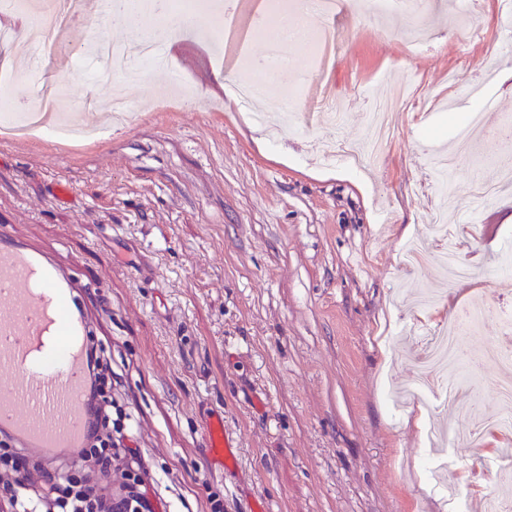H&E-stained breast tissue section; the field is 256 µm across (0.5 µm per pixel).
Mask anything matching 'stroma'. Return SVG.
Masks as SVG:
<instances>
[{"label": "stroma", "mask_w": 512, "mask_h": 512, "mask_svg": "<svg viewBox=\"0 0 512 512\" xmlns=\"http://www.w3.org/2000/svg\"><path fill=\"white\" fill-rule=\"evenodd\" d=\"M97 0L69 28L72 55L34 49L9 93L31 106L56 86L96 126L93 93L120 96L133 117L95 139L0 133V245L19 243L52 265L73 313L109 359L112 398L128 415L155 512H484L502 465L493 447L428 448L419 403L394 408L437 324L461 305L512 308V187L472 204L470 170L430 164L455 142L453 120L475 112L488 131L512 116V0H422L432 39L411 45L404 19L368 17L358 0L311 19L290 49L297 71L275 84L298 128L275 133L234 98L253 77L273 0H236L233 17L166 37L164 66L98 86L74 52L102 35ZM394 137L364 168L325 143H361L374 101ZM183 92L191 110L161 106ZM475 224L462 239L468 280L448 282L436 260L402 262L412 237ZM496 363L461 386L457 403L497 400ZM456 403V405H457ZM434 410L449 428L472 420ZM223 414L239 464L212 460L204 427ZM447 479L474 469L451 505L422 467Z\"/></svg>", "instance_id": "obj_1"}]
</instances>
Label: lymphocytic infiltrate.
I'll list each match as a JSON object with an SVG mask.
<instances>
[{"mask_svg": "<svg viewBox=\"0 0 512 512\" xmlns=\"http://www.w3.org/2000/svg\"><path fill=\"white\" fill-rule=\"evenodd\" d=\"M113 386L109 373H95L89 391L88 445L74 455L46 458L18 448L0 455V467L12 470L11 483L0 486V506L8 512H42L41 499L28 492L30 471H37L43 481L46 497L53 501L56 512H154L140 475L144 463L138 449L121 446L114 438L124 435L127 427L124 412H117L111 421L102 417L101 401ZM95 456L100 470V485L87 486L77 480L74 460ZM127 468L132 476L122 484L120 496H113L110 477L114 470ZM44 496V497H45Z\"/></svg>", "mask_w": 512, "mask_h": 512, "instance_id": "lymphocytic-infiltrate-1", "label": "lymphocytic infiltrate"}]
</instances>
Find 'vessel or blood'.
Listing matches in <instances>:
<instances>
[{"mask_svg": "<svg viewBox=\"0 0 512 512\" xmlns=\"http://www.w3.org/2000/svg\"><path fill=\"white\" fill-rule=\"evenodd\" d=\"M87 372L84 330L54 270L0 247V434L46 455L83 447ZM205 438L216 461L236 465L223 417L207 422Z\"/></svg>", "mask_w": 512, "mask_h": 512, "instance_id": "b4317fda", "label": "vessel or blood"}]
</instances>
